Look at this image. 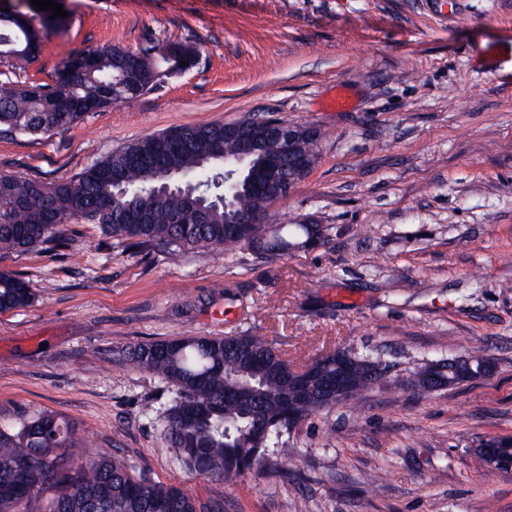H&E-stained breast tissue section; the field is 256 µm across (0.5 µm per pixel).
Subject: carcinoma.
Returning a JSON list of instances; mask_svg holds the SVG:
<instances>
[{
  "mask_svg": "<svg viewBox=\"0 0 512 512\" xmlns=\"http://www.w3.org/2000/svg\"><path fill=\"white\" fill-rule=\"evenodd\" d=\"M38 28L19 12L0 11V134L47 136L71 129L87 110L64 111L65 102L79 101L97 112L113 104L104 90L137 60L138 78L126 88L130 103L157 89L168 73L182 69L198 55L197 47L170 44L141 53L119 46L92 48L91 66L75 71L68 58L54 85L21 80L31 54L27 48L42 39L41 28L61 27L52 18ZM238 144L224 138V124L186 125L142 137L86 166L76 177L50 183L0 174V252H24L61 240L73 218L98 224L112 239L154 246L172 258L185 250L248 249L269 264L308 248L310 224H245L237 236L224 233L227 219L243 211H266L273 201L254 190L247 175L238 177L234 208L214 203L224 184V157L236 155ZM164 165L193 170L201 184L196 199L179 193L157 196L146 181L148 169ZM202 210L206 224L194 223ZM32 294L15 273L0 270V312L30 305ZM358 375L355 391L344 402L359 399L388 379L381 358L350 352ZM123 363L162 377L170 398L160 415L165 440L177 462L203 478L233 484L247 473L269 472L286 478L294 473L275 459V448L303 419L333 407L319 386L336 372V357L326 355L313 367L317 380L310 395L291 383L288 359L266 337L250 333L185 336L137 344L123 354ZM439 375L451 384L472 378L452 364ZM82 436L70 422L49 412L24 414L0 426V512H30V504L52 493L47 512H215L186 489L136 475L125 458L98 455L76 462Z\"/></svg>",
  "mask_w": 512,
  "mask_h": 512,
  "instance_id": "cac0c4a2",
  "label": "carcinoma"
}]
</instances>
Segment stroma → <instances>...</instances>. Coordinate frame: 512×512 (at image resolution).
Masks as SVG:
<instances>
[{"mask_svg":"<svg viewBox=\"0 0 512 512\" xmlns=\"http://www.w3.org/2000/svg\"><path fill=\"white\" fill-rule=\"evenodd\" d=\"M24 80L112 44L200 46L195 65L131 104L50 137H0V174L52 182L185 125L265 117L323 132L319 161L269 224L329 227L328 244L268 264L248 250L178 261L81 219L61 241L0 256L29 306L0 313V423L50 411L90 454L187 489L223 512H512V470L473 449L512 436V0H58ZM346 109L329 108L338 89ZM255 333L304 369L336 349L381 356L391 383L292 431L290 479L233 486L182 468L161 378L118 350ZM488 375L400 388L467 353Z\"/></svg>","mask_w":512,"mask_h":512,"instance_id":"35a3bbf8","label":"stroma"}]
</instances>
